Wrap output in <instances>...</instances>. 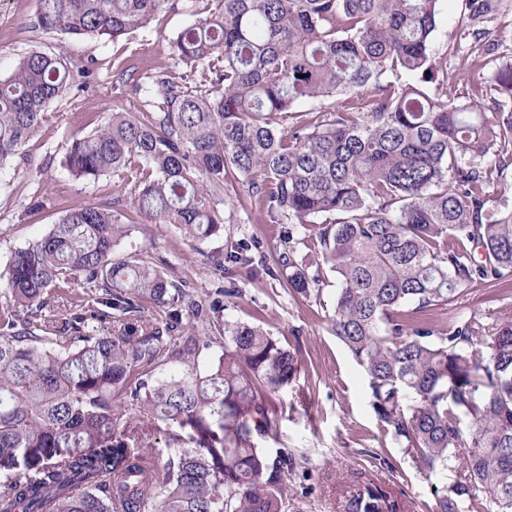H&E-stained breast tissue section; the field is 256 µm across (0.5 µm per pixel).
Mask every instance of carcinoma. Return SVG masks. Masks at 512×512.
Here are the masks:
<instances>
[{"label": "carcinoma", "mask_w": 512, "mask_h": 512, "mask_svg": "<svg viewBox=\"0 0 512 512\" xmlns=\"http://www.w3.org/2000/svg\"><path fill=\"white\" fill-rule=\"evenodd\" d=\"M175 2L40 0L34 26L114 42ZM206 2L171 38L185 74L132 80L140 110L73 138L63 168L122 177L141 215L189 241L250 205L286 225L277 269L254 240L216 264L317 298L333 272L331 330L364 369L382 428L428 475L458 463L435 512H512V320L457 313L471 291L512 281V204L489 194L512 168V76L488 101L427 91L446 69L432 54L440 0ZM91 74L34 51L0 76V169ZM305 101L323 106L303 121ZM127 232L114 209L76 207L0 267V512H288L296 455L271 458L258 440L276 435L273 400L297 357L223 318L233 280L201 300L147 258L116 257ZM147 303L162 313L145 318ZM442 311L446 330L432 321ZM185 314L224 337L205 370ZM129 411L177 446L159 480L154 457L117 434ZM347 512L397 503L368 483Z\"/></svg>", "instance_id": "1"}]
</instances>
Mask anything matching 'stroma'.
Returning <instances> with one entry per match:
<instances>
[{"label":"stroma","mask_w":512,"mask_h":512,"mask_svg":"<svg viewBox=\"0 0 512 512\" xmlns=\"http://www.w3.org/2000/svg\"><path fill=\"white\" fill-rule=\"evenodd\" d=\"M496 4L485 16L472 14L466 0L438 4L432 49L448 59L452 95L464 97L477 89L492 92V73L512 64V0ZM205 9V0H196L193 8L159 15L148 30L105 43L89 37L58 40L34 27L38 0H0V76L8 75L22 54L36 48L93 66L88 88L54 102L50 121L26 142L22 157L0 171V266L12 251L47 233L66 210L107 204L116 197L124 201L129 228L118 255L150 259L199 296L222 284L224 273L215 260L238 240L258 239L268 263H275L280 227L266 223L259 208L238 212L219 235L192 244L173 225L151 223L139 215L133 195L119 177L85 182L61 166L73 134L91 131L108 112L138 110V99L130 86L119 82V73L132 64L143 71L173 65L170 36ZM474 42L481 43L487 54L468 65L462 52ZM235 279L239 294L225 307V318L260 325L290 348L301 364L291 386L275 399L276 437L261 443L268 456L288 448L298 458L286 482L288 512H346L350 496L368 480L392 492L400 512H433L437 490L449 485L455 473L424 475L381 427L364 370L331 331L335 287H325L315 298L288 292L268 276L255 279L240 271ZM458 310L486 321L512 319V286L477 289Z\"/></svg>","instance_id":"stroma-1"}]
</instances>
